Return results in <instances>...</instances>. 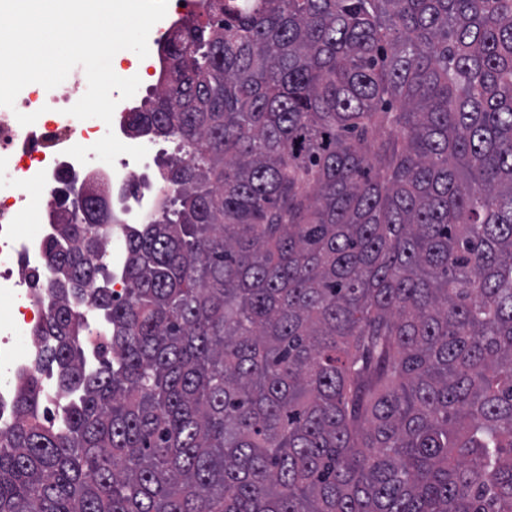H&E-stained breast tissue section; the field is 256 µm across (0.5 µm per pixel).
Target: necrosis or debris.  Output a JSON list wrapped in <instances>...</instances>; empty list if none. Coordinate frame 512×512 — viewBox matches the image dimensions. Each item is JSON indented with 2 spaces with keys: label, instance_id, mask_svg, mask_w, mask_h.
<instances>
[{
  "label": "necrosis or debris",
  "instance_id": "necrosis-or-debris-1",
  "mask_svg": "<svg viewBox=\"0 0 512 512\" xmlns=\"http://www.w3.org/2000/svg\"><path fill=\"white\" fill-rule=\"evenodd\" d=\"M82 67L71 70L65 86L48 90L37 84L24 87L14 108L0 107V168L10 170L13 180L6 196H0V300L13 311L0 316V367L12 377L0 385V425L13 420L14 384L39 375L51 407H58L54 380L42 364L43 343L37 342L40 327L52 302L49 282L53 272L45 262L47 244L57 236L56 202L64 190L79 191L93 185L103 189L110 203L109 224L114 235L103 263L121 275L126 254L118 237L134 224H145L158 214L171 190L156 178L152 190L140 189L141 171L150 160L135 162L118 156L114 164L92 159L79 163L68 156L69 147L90 146L100 131L68 115L86 92ZM37 113L35 123L23 126L17 113ZM37 232H30V225Z\"/></svg>",
  "mask_w": 512,
  "mask_h": 512
}]
</instances>
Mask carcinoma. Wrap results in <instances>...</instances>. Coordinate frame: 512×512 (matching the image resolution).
Instances as JSON below:
<instances>
[{
	"label": "carcinoma",
	"instance_id": "carcinoma-1",
	"mask_svg": "<svg viewBox=\"0 0 512 512\" xmlns=\"http://www.w3.org/2000/svg\"><path fill=\"white\" fill-rule=\"evenodd\" d=\"M200 2L122 291L58 203L0 512H512V0Z\"/></svg>",
	"mask_w": 512,
	"mask_h": 512
}]
</instances>
